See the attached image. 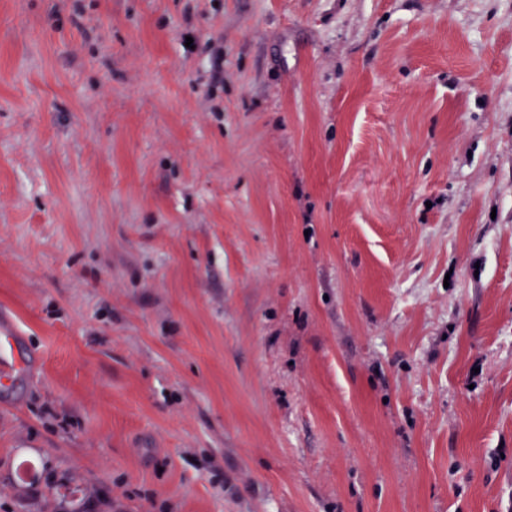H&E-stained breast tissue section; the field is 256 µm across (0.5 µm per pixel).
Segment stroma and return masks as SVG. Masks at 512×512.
<instances>
[{
	"label": "stroma",
	"instance_id": "obj_1",
	"mask_svg": "<svg viewBox=\"0 0 512 512\" xmlns=\"http://www.w3.org/2000/svg\"><path fill=\"white\" fill-rule=\"evenodd\" d=\"M2 315L0 512H512V0H0ZM16 341L12 327L3 320L0 322V387H10L22 374H26L27 364L14 358L4 357V353Z\"/></svg>",
	"mask_w": 512,
	"mask_h": 512
}]
</instances>
